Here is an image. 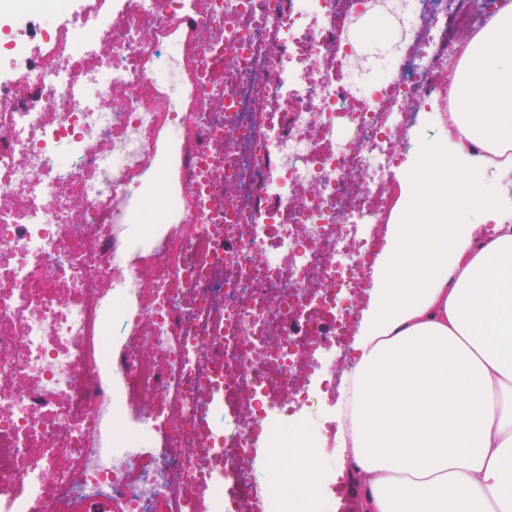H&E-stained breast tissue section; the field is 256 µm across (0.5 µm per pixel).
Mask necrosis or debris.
I'll list each match as a JSON object with an SVG mask.
<instances>
[{
    "mask_svg": "<svg viewBox=\"0 0 512 512\" xmlns=\"http://www.w3.org/2000/svg\"><path fill=\"white\" fill-rule=\"evenodd\" d=\"M100 2L34 0V42L0 87V379L28 381L0 390V512L104 495L198 512L219 462L209 512H278L257 451L318 436L294 375L345 334L400 195V149L449 125L494 8L124 0L104 20ZM378 17L382 42L367 36ZM166 148L177 187L138 219L180 214L179 257L149 271L125 204ZM116 398L138 419L121 434Z\"/></svg>",
    "mask_w": 512,
    "mask_h": 512,
    "instance_id": "necrosis-or-debris-1",
    "label": "necrosis or debris"
}]
</instances>
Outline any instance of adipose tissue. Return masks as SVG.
Listing matches in <instances>:
<instances>
[{"label":"adipose tissue","mask_w":512,"mask_h":512,"mask_svg":"<svg viewBox=\"0 0 512 512\" xmlns=\"http://www.w3.org/2000/svg\"><path fill=\"white\" fill-rule=\"evenodd\" d=\"M452 116L459 138L422 144L405 177L370 301L340 388L339 462L362 478L363 512H512V197L497 194L512 159L488 172L465 140L512 129V0L465 66ZM477 174L485 201L449 200L446 163ZM495 222L497 235L475 231ZM284 484L314 495L304 452L274 449Z\"/></svg>","instance_id":"1"}]
</instances>
